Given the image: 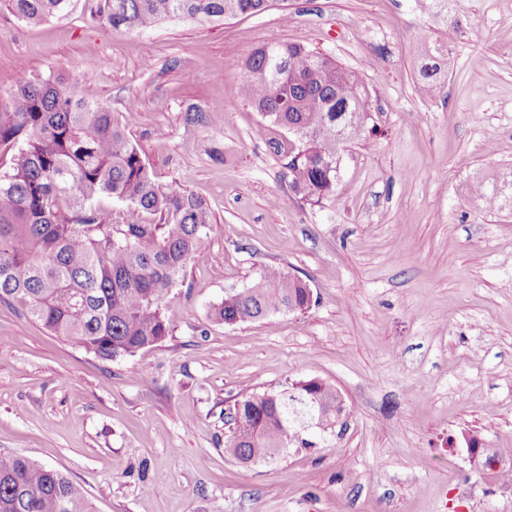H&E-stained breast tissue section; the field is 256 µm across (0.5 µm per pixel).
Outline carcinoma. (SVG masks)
Masks as SVG:
<instances>
[{
	"instance_id": "cac0c4a2",
	"label": "carcinoma",
	"mask_w": 512,
	"mask_h": 512,
	"mask_svg": "<svg viewBox=\"0 0 512 512\" xmlns=\"http://www.w3.org/2000/svg\"><path fill=\"white\" fill-rule=\"evenodd\" d=\"M272 0H101L98 17L114 31H138L173 19L220 22L264 12ZM70 0H0L28 23L62 14ZM240 94L296 138L287 164L292 191L314 204L336 201L339 150L369 119L360 77L301 43L270 42L246 54ZM59 75L20 82L0 98V304L102 360L136 355L170 335L162 306L205 248L206 203L150 171L129 136L135 116L115 115ZM110 196L153 216L114 224L98 200ZM309 285L280 268L262 270L247 288L212 306L224 324L271 313L303 312ZM332 384L311 378L283 390L252 393L234 404L224 447L241 463L260 464L291 447L310 448L301 423L319 436L335 425ZM0 512H89L82 491L62 472L0 453Z\"/></svg>"
}]
</instances>
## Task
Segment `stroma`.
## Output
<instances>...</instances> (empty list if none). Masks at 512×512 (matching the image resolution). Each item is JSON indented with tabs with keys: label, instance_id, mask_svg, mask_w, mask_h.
I'll return each instance as SVG.
<instances>
[{
	"label": "stroma",
	"instance_id": "obj_1",
	"mask_svg": "<svg viewBox=\"0 0 512 512\" xmlns=\"http://www.w3.org/2000/svg\"><path fill=\"white\" fill-rule=\"evenodd\" d=\"M97 4L38 24L1 9L0 92L62 74L112 112L136 102L133 142L206 201L209 241L164 303L171 336L132 357L97 359L0 305V450L66 474L94 512H512V482L474 474L465 440L512 448V0H274L135 33ZM447 40L433 96L425 50ZM266 42L366 84L335 204L294 194V136L239 94ZM268 266L308 283L309 310L209 319ZM308 378L343 395L340 433L262 464L226 452L235 400Z\"/></svg>",
	"mask_w": 512,
	"mask_h": 512
}]
</instances>
